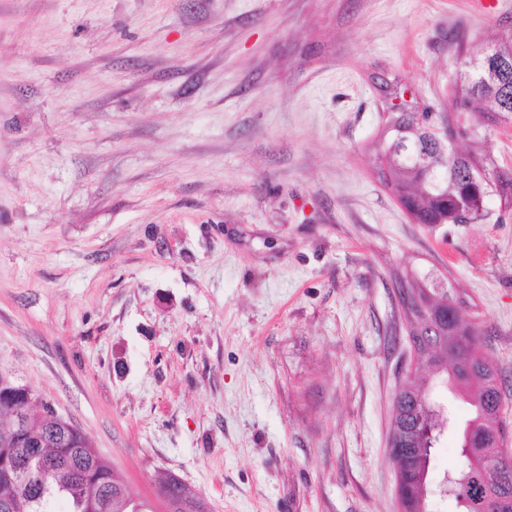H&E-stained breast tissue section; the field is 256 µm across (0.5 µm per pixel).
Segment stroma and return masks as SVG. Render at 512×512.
Listing matches in <instances>:
<instances>
[{
    "instance_id": "stroma-1",
    "label": "stroma",
    "mask_w": 512,
    "mask_h": 512,
    "mask_svg": "<svg viewBox=\"0 0 512 512\" xmlns=\"http://www.w3.org/2000/svg\"><path fill=\"white\" fill-rule=\"evenodd\" d=\"M512 0H0V377L136 498L400 512L401 285L456 288L512 422V204L417 224L382 81L442 116ZM457 146L512 175V112ZM158 486L164 489L171 505V510L165 512H208L205 501L176 476L163 478Z\"/></svg>"
}]
</instances>
